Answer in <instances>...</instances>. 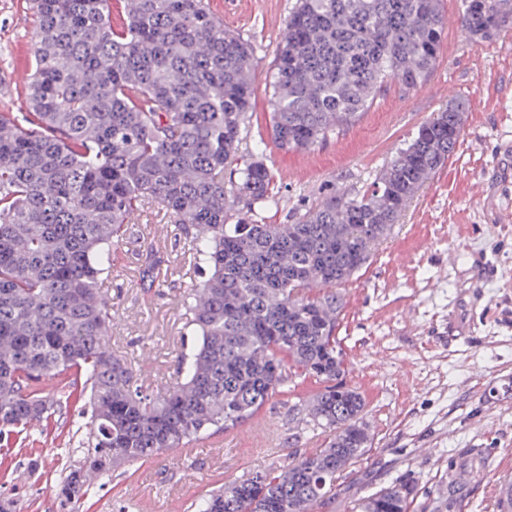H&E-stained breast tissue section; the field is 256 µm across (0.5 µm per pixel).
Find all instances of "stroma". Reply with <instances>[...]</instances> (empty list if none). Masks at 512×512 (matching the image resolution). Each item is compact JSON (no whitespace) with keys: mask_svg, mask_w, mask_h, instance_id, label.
Returning <instances> with one entry per match:
<instances>
[{"mask_svg":"<svg viewBox=\"0 0 512 512\" xmlns=\"http://www.w3.org/2000/svg\"><path fill=\"white\" fill-rule=\"evenodd\" d=\"M295 2L210 0L225 27L254 48L247 141L269 136L270 75ZM442 9L448 26L423 85L407 91L391 83L355 125L312 149L268 146L272 196L254 207L259 223L288 224L328 189L359 193L422 122L449 100L469 103L447 165L342 287L336 334L345 381L366 400L374 440L367 459L339 479L336 512L403 476L425 494L461 470L471 474L461 489L468 512H496L498 483L512 477V223L501 220L512 212V180L498 173L501 161L512 163V30L475 45L459 26L461 0H442ZM36 26L27 0H0V112L25 109ZM483 181L489 189L480 195ZM184 245L169 216L150 209L112 248L110 347L151 391L177 383V361L195 341L186 295L199 277L183 264ZM150 251L164 259L157 279L145 271ZM315 389L297 377L294 390L264 406L265 427L227 433V447L204 446L190 459L164 454L119 465L105 485L65 508L60 473L78 455L82 418L62 405L50 426L33 423L0 449V501L12 512H192L212 487L324 443L323 429L302 423L298 410Z\"/></svg>","mask_w":512,"mask_h":512,"instance_id":"1","label":"stroma"}]
</instances>
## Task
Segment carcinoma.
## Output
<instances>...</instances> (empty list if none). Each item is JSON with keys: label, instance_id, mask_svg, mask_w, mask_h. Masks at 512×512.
Instances as JSON below:
<instances>
[{"label": "carcinoma", "instance_id": "cac0c4a2", "mask_svg": "<svg viewBox=\"0 0 512 512\" xmlns=\"http://www.w3.org/2000/svg\"><path fill=\"white\" fill-rule=\"evenodd\" d=\"M38 19L25 112H0V445L61 405L87 413L83 456L61 502L135 463L250 423L296 374L318 390L302 421L321 448L224 483L195 512H323L336 481L372 448L365 400L343 383L338 286L369 261L432 174L453 155L468 102L425 122L360 194L332 190L290 224H260L266 143L242 148L253 47L206 0H29ZM476 44L512 29V0H461ZM447 18L441 0H296L271 75L272 139L302 151L357 122L391 81L420 86ZM246 211L228 223V213ZM157 208L191 232L184 262L196 342L182 381L156 393L109 347L103 283L112 243ZM512 480L497 512H512ZM454 486L423 502L406 475L367 490L351 512H461Z\"/></svg>", "mask_w": 512, "mask_h": 512}]
</instances>
